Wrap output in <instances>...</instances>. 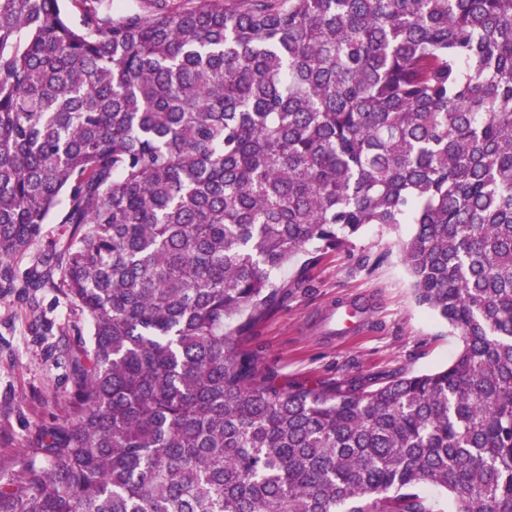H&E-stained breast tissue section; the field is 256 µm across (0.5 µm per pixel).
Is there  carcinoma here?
<instances>
[{"label": "carcinoma", "mask_w": 512, "mask_h": 512, "mask_svg": "<svg viewBox=\"0 0 512 512\" xmlns=\"http://www.w3.org/2000/svg\"><path fill=\"white\" fill-rule=\"evenodd\" d=\"M370 224L458 355L275 384L224 323ZM55 283L73 410L0 512H512V0H0V288ZM62 231V224H45L43 233L41 234L40 238L32 243L30 248L22 257L14 259L13 267L16 269V271L22 275L26 269L33 264L35 257L41 251L47 248V245L50 241L58 240L62 234Z\"/></svg>", "instance_id": "obj_1"}]
</instances>
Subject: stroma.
Returning <instances> with one entry per match:
<instances>
[{
    "instance_id": "obj_1",
    "label": "stroma",
    "mask_w": 512,
    "mask_h": 512,
    "mask_svg": "<svg viewBox=\"0 0 512 512\" xmlns=\"http://www.w3.org/2000/svg\"><path fill=\"white\" fill-rule=\"evenodd\" d=\"M411 231L372 224L339 249L299 252L277 276L278 303L248 326L230 322L240 349L276 382L307 386L450 364L460 338L415 302L400 260L399 242ZM340 301L367 308L363 325L346 336L325 324ZM88 339L84 314L58 289L0 297V473L17 471L40 430L71 411L70 354Z\"/></svg>"
}]
</instances>
